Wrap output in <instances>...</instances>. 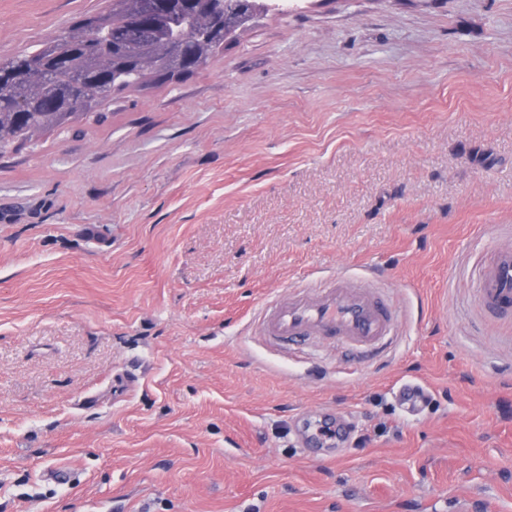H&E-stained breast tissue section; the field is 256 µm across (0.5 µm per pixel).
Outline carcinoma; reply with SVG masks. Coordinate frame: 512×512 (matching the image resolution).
I'll return each instance as SVG.
<instances>
[{
	"mask_svg": "<svg viewBox=\"0 0 512 512\" xmlns=\"http://www.w3.org/2000/svg\"><path fill=\"white\" fill-rule=\"evenodd\" d=\"M198 9L180 0H112L38 49L0 59V156L67 129L113 93L204 65L245 22L243 0Z\"/></svg>",
	"mask_w": 512,
	"mask_h": 512,
	"instance_id": "1",
	"label": "carcinoma"
}]
</instances>
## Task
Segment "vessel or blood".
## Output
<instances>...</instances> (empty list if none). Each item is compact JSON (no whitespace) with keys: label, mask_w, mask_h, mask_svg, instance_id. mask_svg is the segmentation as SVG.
<instances>
[{"label":"vessel or blood","mask_w":512,"mask_h":512,"mask_svg":"<svg viewBox=\"0 0 512 512\" xmlns=\"http://www.w3.org/2000/svg\"><path fill=\"white\" fill-rule=\"evenodd\" d=\"M478 288L490 314L512 319L511 246L492 252ZM394 330L395 315L385 298L364 282L343 276L330 277L317 287L287 290L266 305L259 318L261 336L273 344L318 337L376 349Z\"/></svg>","instance_id":"b4317fda"}]
</instances>
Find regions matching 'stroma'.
I'll return each mask as SVG.
<instances>
[{"label":"stroma","instance_id":"1","mask_svg":"<svg viewBox=\"0 0 512 512\" xmlns=\"http://www.w3.org/2000/svg\"><path fill=\"white\" fill-rule=\"evenodd\" d=\"M105 0H0V58ZM0 157V512H512V0H291ZM362 277V357L257 334ZM423 390L417 411L400 392ZM480 299L497 318L512 319V247L495 249L479 278Z\"/></svg>","mask_w":512,"mask_h":512}]
</instances>
